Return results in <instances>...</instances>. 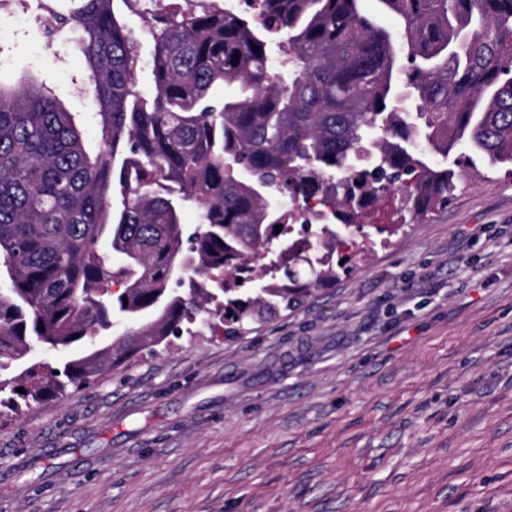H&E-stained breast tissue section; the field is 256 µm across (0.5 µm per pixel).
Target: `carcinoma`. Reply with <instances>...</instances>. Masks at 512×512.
Here are the masks:
<instances>
[{
	"label": "carcinoma",
	"instance_id": "carcinoma-1",
	"mask_svg": "<svg viewBox=\"0 0 512 512\" xmlns=\"http://www.w3.org/2000/svg\"><path fill=\"white\" fill-rule=\"evenodd\" d=\"M119 1L37 16L87 61L97 150L33 77L0 78L1 408L162 344L220 293L231 336L293 311L352 270L334 254L388 204L420 220L448 206L474 155L512 173V0H378L393 31L360 0H196L154 18L151 90ZM226 85L238 93L216 96ZM277 193L329 210L296 226ZM74 345L57 368L26 365Z\"/></svg>",
	"mask_w": 512,
	"mask_h": 512
}]
</instances>
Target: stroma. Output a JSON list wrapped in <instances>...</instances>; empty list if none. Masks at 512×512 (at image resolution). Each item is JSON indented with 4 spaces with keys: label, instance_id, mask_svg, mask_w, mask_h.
Here are the masks:
<instances>
[{
    "label": "stroma",
    "instance_id": "1",
    "mask_svg": "<svg viewBox=\"0 0 512 512\" xmlns=\"http://www.w3.org/2000/svg\"><path fill=\"white\" fill-rule=\"evenodd\" d=\"M28 2L10 61L89 111L81 52L57 61ZM352 265L246 333L186 324L0 415V512H512V175L474 160Z\"/></svg>",
    "mask_w": 512,
    "mask_h": 512
}]
</instances>
